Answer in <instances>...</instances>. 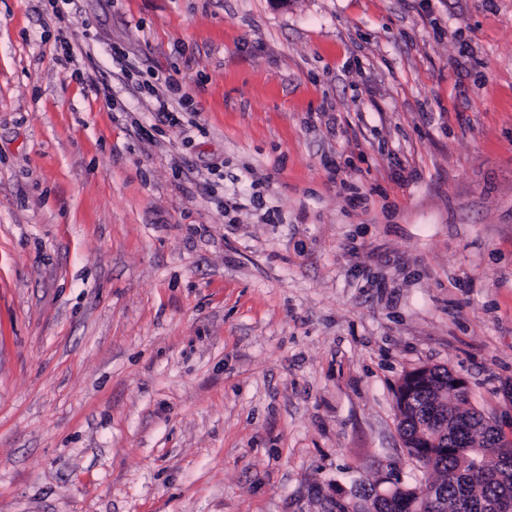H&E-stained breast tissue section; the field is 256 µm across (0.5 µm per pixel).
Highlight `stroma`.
Listing matches in <instances>:
<instances>
[{"label":"stroma","instance_id":"stroma-1","mask_svg":"<svg viewBox=\"0 0 512 512\" xmlns=\"http://www.w3.org/2000/svg\"><path fill=\"white\" fill-rule=\"evenodd\" d=\"M423 365L512 434V0H0V512L416 485Z\"/></svg>","mask_w":512,"mask_h":512}]
</instances>
